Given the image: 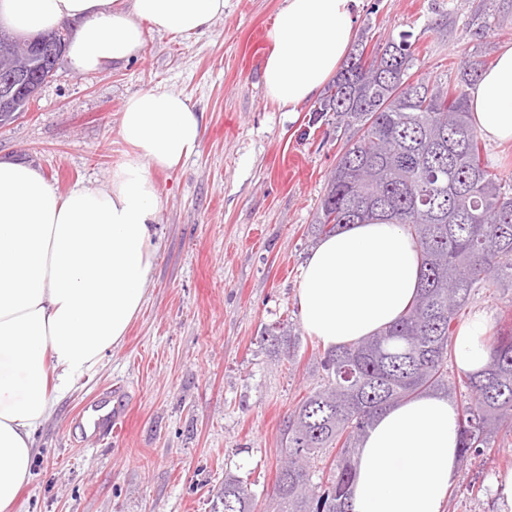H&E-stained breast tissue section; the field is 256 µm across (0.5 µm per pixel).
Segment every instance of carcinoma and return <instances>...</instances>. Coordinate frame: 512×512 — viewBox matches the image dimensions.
<instances>
[{
    "label": "carcinoma",
    "mask_w": 512,
    "mask_h": 512,
    "mask_svg": "<svg viewBox=\"0 0 512 512\" xmlns=\"http://www.w3.org/2000/svg\"><path fill=\"white\" fill-rule=\"evenodd\" d=\"M409 38L401 33L369 53L354 45L315 105L345 143L313 233L377 219L399 224L416 241L421 285L399 320L319 356L316 386L280 429L288 468L277 470L273 512H351L356 445L377 414L422 394L457 399L462 464L494 448L499 433L512 436V328L486 344L482 374L448 377L452 339L476 292L512 289V188L482 158L468 104L484 61L464 58L452 86L413 81ZM41 60L31 46L16 62L45 83L53 73ZM255 508L249 483L225 473L211 512Z\"/></svg>",
    "instance_id": "1"
}]
</instances>
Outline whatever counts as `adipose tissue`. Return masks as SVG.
I'll use <instances>...</instances> for the list:
<instances>
[{
  "mask_svg": "<svg viewBox=\"0 0 512 512\" xmlns=\"http://www.w3.org/2000/svg\"><path fill=\"white\" fill-rule=\"evenodd\" d=\"M225 0H0V18L37 34L75 22L67 59L79 73L137 58L144 24L191 36L224 13ZM364 0H286L267 37L266 94L293 112L336 73L354 41ZM480 135L512 143V46L470 94ZM119 134L128 145L98 190L60 194L29 164L0 161V512H14L28 481L34 436L58 397L118 345L145 301L158 243L157 170L194 154L203 129L180 93L129 97ZM420 261L395 224H350L324 237L305 261L297 300L305 331L327 348L396 321L412 303ZM488 322L474 314L455 337L458 368L489 361ZM459 447V410L439 395L381 412L356 454L352 512H444Z\"/></svg>",
  "mask_w": 512,
  "mask_h": 512,
  "instance_id": "obj_1",
  "label": "adipose tissue"
}]
</instances>
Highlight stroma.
I'll return each mask as SVG.
<instances>
[{"label":"stroma","mask_w":512,"mask_h":512,"mask_svg":"<svg viewBox=\"0 0 512 512\" xmlns=\"http://www.w3.org/2000/svg\"><path fill=\"white\" fill-rule=\"evenodd\" d=\"M284 3L226 0L192 37L145 28L139 58L96 72L60 60L29 110L0 125V160L32 163L64 193L108 184L135 93H181L203 124L197 152L154 175L160 247L143 308L37 433L15 512H211L228 470L264 512L282 421L318 380L322 347L304 333L296 288L344 143L313 103L289 114L266 97V31ZM403 32L417 73L448 85L465 54L490 66L512 46V0H364L356 40L373 47ZM286 325L300 337L291 362L268 338ZM114 384L128 393L122 436L74 441L71 418ZM506 467L512 438L457 469L445 512H499L489 480Z\"/></svg>","instance_id":"35a3bbf8"}]
</instances>
